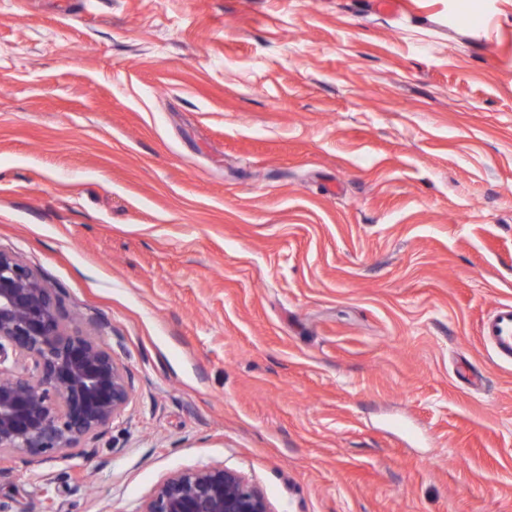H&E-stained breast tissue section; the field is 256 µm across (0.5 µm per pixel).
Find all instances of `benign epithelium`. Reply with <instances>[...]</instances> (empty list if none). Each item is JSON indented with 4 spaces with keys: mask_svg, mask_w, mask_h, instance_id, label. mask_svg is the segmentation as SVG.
Masks as SVG:
<instances>
[{
    "mask_svg": "<svg viewBox=\"0 0 512 512\" xmlns=\"http://www.w3.org/2000/svg\"><path fill=\"white\" fill-rule=\"evenodd\" d=\"M70 326L60 292L0 250V458L40 464L100 436L127 408L128 372L101 336ZM138 512H271L220 463L175 471Z\"/></svg>",
    "mask_w": 512,
    "mask_h": 512,
    "instance_id": "obj_1",
    "label": "benign epithelium"
}]
</instances>
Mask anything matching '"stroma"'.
<instances>
[{"label":"stroma","mask_w":512,"mask_h":512,"mask_svg":"<svg viewBox=\"0 0 512 512\" xmlns=\"http://www.w3.org/2000/svg\"><path fill=\"white\" fill-rule=\"evenodd\" d=\"M0 250L133 381L0 512H512V0H0ZM482 335L490 345L495 358L502 363H512V305L500 306L483 326ZM138 512H271L265 496L240 472L216 463L175 471Z\"/></svg>","instance_id":"stroma-1"}]
</instances>
